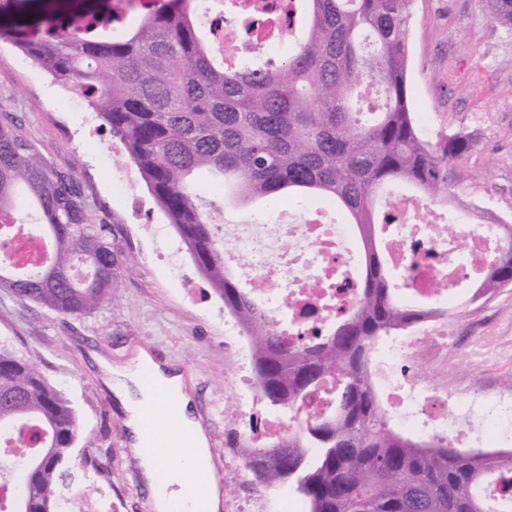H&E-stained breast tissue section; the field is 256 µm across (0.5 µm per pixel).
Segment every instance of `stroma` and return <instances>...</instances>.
Here are the masks:
<instances>
[{"label": "stroma", "instance_id": "obj_1", "mask_svg": "<svg viewBox=\"0 0 512 512\" xmlns=\"http://www.w3.org/2000/svg\"><path fill=\"white\" fill-rule=\"evenodd\" d=\"M408 83L428 136L467 134L471 151L451 166V180L467 207L512 216V29L491 19L482 0H414ZM67 92L14 45L0 42V107L13 112L49 170L68 172L112 241L128 259L111 300L94 315L66 317L16 300L0 288V344L22 354L71 402L81 434L66 512H152L147 485L128 449L124 413L101 378L98 359L124 363L139 347L176 366L191 389L207 430L225 493L222 512H287L299 496L288 486L255 484L237 446L230 416L237 361L224 345V302L201 277L177 230L142 183L117 193L112 179L129 168L111 154L112 136L89 103L62 107ZM197 193L215 203L217 223L245 224L255 213L274 217L275 197L262 208L224 202L209 185ZM159 233L146 232V225ZM179 248L192 288L170 279L165 243ZM456 325L448 346L449 389L495 392L512 387V294L474 314L467 293L448 309Z\"/></svg>", "mask_w": 512, "mask_h": 512}]
</instances>
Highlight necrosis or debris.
Here are the masks:
<instances>
[{"instance_id":"4bbe7bcc","label":"necrosis or debris","mask_w":512,"mask_h":512,"mask_svg":"<svg viewBox=\"0 0 512 512\" xmlns=\"http://www.w3.org/2000/svg\"><path fill=\"white\" fill-rule=\"evenodd\" d=\"M237 26L253 24L267 48H284L286 32L274 17L271 0H235ZM401 216L384 242L389 258L406 265L408 291L417 299L447 301L462 282L479 279L488 257L503 243L500 216L466 214L456 232L438 220L435 209L412 196L397 198ZM352 227L325 222L320 210L301 222L283 215L278 224H237L226 233L225 261L243 268L250 288L270 311L287 309L285 336L324 329L355 304L353 284L361 255L352 247ZM448 369V321H421L414 335L391 337L375 361L377 384L386 397L391 423L429 442L445 438L457 448L512 449V393L474 399L449 395L440 377ZM234 423L250 446L282 439L296 419L259 411L260 387L246 370L238 372Z\"/></svg>"}]
</instances>
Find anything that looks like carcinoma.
Listing matches in <instances>:
<instances>
[{
  "label": "carcinoma",
  "mask_w": 512,
  "mask_h": 512,
  "mask_svg": "<svg viewBox=\"0 0 512 512\" xmlns=\"http://www.w3.org/2000/svg\"><path fill=\"white\" fill-rule=\"evenodd\" d=\"M304 2L306 35L280 65L251 56L231 68L196 23L192 0L137 4L140 22L105 38L113 0H11L0 41L33 59L61 87L85 98L137 169L208 286L249 336L267 407L301 412L298 431L245 449L265 485L287 483L306 512H512V454L468 453L440 439L395 430L370 377L380 340L398 336L436 306L402 300L379 234L395 222L381 193L408 186L422 200L457 205L449 165L472 143L461 132L428 138L408 85L413 0ZM512 28V0H483ZM68 26L39 36L52 20ZM207 172L241 203L288 195L328 198L360 235L357 303L324 334L294 339L238 286L216 235V207L203 208L194 178ZM24 208L39 213L42 251L14 263L0 255V286L20 302L89 317L112 299L126 259L112 245L70 174L52 172L10 113H0V241L16 238ZM488 259L478 290L512 284V224ZM0 499L10 512H59L80 422L68 399L22 356L0 345Z\"/></svg>",
  "instance_id": "1"
}]
</instances>
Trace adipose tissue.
Masks as SVG:
<instances>
[{"label": "adipose tissue", "mask_w": 512, "mask_h": 512, "mask_svg": "<svg viewBox=\"0 0 512 512\" xmlns=\"http://www.w3.org/2000/svg\"><path fill=\"white\" fill-rule=\"evenodd\" d=\"M99 367L125 411L131 451L149 481L154 512H219L222 490L213 475L209 438L182 374L142 348L124 365L103 360ZM174 448L178 459L166 465Z\"/></svg>", "instance_id": "obj_1"}]
</instances>
